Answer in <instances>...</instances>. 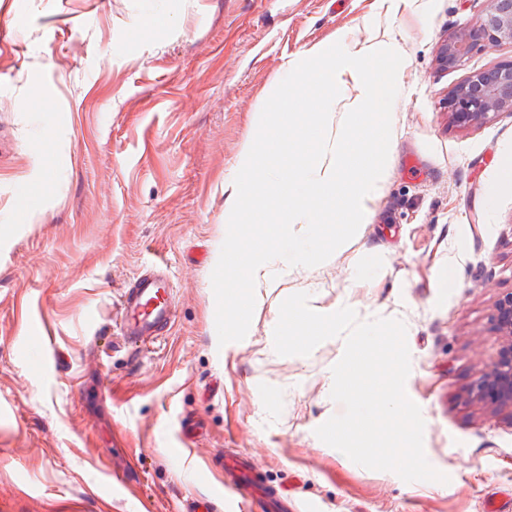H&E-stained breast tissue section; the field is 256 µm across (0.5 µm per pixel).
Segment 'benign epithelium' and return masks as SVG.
I'll return each instance as SVG.
<instances>
[{
    "instance_id": "benign-epithelium-1",
    "label": "benign epithelium",
    "mask_w": 512,
    "mask_h": 512,
    "mask_svg": "<svg viewBox=\"0 0 512 512\" xmlns=\"http://www.w3.org/2000/svg\"><path fill=\"white\" fill-rule=\"evenodd\" d=\"M489 2L478 25L457 31L441 44L437 55L440 68L455 66L464 52L479 42H512V0ZM451 102L454 120L461 126L480 124L499 112H512V62L472 73L454 89ZM491 322L499 345L490 363L471 383L469 396L496 408H512V291L496 299Z\"/></svg>"
}]
</instances>
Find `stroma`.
<instances>
[{
    "label": "stroma",
    "mask_w": 512,
    "mask_h": 512,
    "mask_svg": "<svg viewBox=\"0 0 512 512\" xmlns=\"http://www.w3.org/2000/svg\"><path fill=\"white\" fill-rule=\"evenodd\" d=\"M489 0H0V512H512V410L469 398L512 290V112L456 126L448 94L512 60L481 44L440 69L439 45ZM149 14L168 24L148 29ZM394 40L403 63L375 214L324 263L290 267L246 338L219 345L211 274L226 195L254 118L322 41ZM49 175L41 215L17 183ZM175 321L148 351L112 330L153 263ZM401 320L408 397L448 483L361 467L315 434L343 411L326 378L341 340L281 356V302ZM101 348L98 362L89 354ZM230 452L251 483L220 474Z\"/></svg>",
    "instance_id": "stroma-1"
}]
</instances>
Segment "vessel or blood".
<instances>
[{
	"label": "vessel or blood",
	"mask_w": 512,
	"mask_h": 512,
	"mask_svg": "<svg viewBox=\"0 0 512 512\" xmlns=\"http://www.w3.org/2000/svg\"><path fill=\"white\" fill-rule=\"evenodd\" d=\"M171 289L164 269L155 265L123 290L114 318L120 325L124 344L141 352L160 339L174 319L169 302Z\"/></svg>",
	"instance_id": "1"
}]
</instances>
